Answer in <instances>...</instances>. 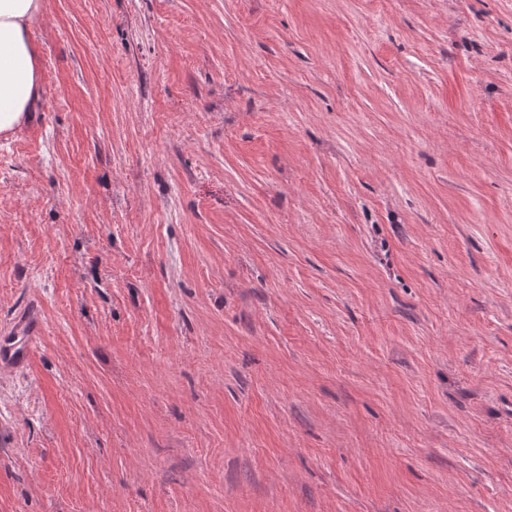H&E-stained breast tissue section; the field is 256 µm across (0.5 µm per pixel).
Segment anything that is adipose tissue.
<instances>
[{
  "instance_id": "obj_1",
  "label": "adipose tissue",
  "mask_w": 512,
  "mask_h": 512,
  "mask_svg": "<svg viewBox=\"0 0 512 512\" xmlns=\"http://www.w3.org/2000/svg\"><path fill=\"white\" fill-rule=\"evenodd\" d=\"M42 9L43 0H0V136L24 125L40 96L39 51L31 27Z\"/></svg>"
}]
</instances>
